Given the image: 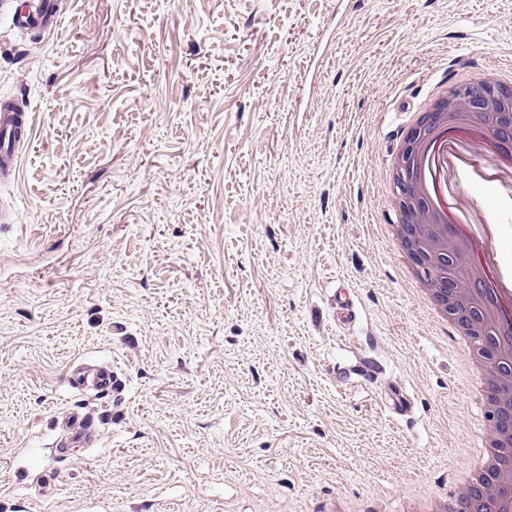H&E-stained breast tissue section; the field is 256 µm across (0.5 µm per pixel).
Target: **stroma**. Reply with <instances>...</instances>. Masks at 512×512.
<instances>
[{
	"mask_svg": "<svg viewBox=\"0 0 512 512\" xmlns=\"http://www.w3.org/2000/svg\"><path fill=\"white\" fill-rule=\"evenodd\" d=\"M0 11V512H406L466 468L480 393L386 235L411 112L512 74V0H58ZM448 163L512 242V176ZM358 309L336 324V284ZM121 371L120 395L70 365ZM97 445L61 455L71 411ZM30 9L15 10L13 24L21 30L53 31L61 23V13L56 0H33ZM33 135V116L7 99L0 100V175L15 179L20 149Z\"/></svg>",
	"mask_w": 512,
	"mask_h": 512,
	"instance_id": "stroma-1",
	"label": "stroma"
}]
</instances>
